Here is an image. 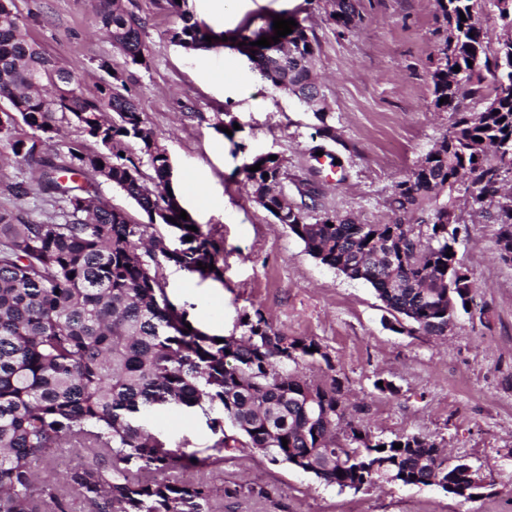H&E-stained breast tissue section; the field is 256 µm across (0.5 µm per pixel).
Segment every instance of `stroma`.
I'll list each match as a JSON object with an SVG mask.
<instances>
[{"instance_id": "obj_1", "label": "stroma", "mask_w": 512, "mask_h": 512, "mask_svg": "<svg viewBox=\"0 0 512 512\" xmlns=\"http://www.w3.org/2000/svg\"><path fill=\"white\" fill-rule=\"evenodd\" d=\"M124 2L144 22L148 67L125 64L112 47L100 0L16 5L29 39L60 60L84 96H95L107 79L100 59L124 71L148 126L164 135L174 187L190 189L183 207L223 240V281L167 268L171 301L212 335H241V314L257 308L275 329L314 339L328 358L300 359L301 377L339 379L350 416L373 436L427 435L489 487L477 499L421 484L354 492L251 448L226 451L216 470H169L163 479L215 486V512H512V263L498 256L495 224L479 210L464 211L458 256L474 275L482 320L459 315L444 339L398 331L369 284L314 259L253 201L243 173L253 156L278 154L291 201L314 187L319 210L386 223L393 179L409 174L449 124L447 113L431 106L435 0H357L363 20L348 30L329 21L326 0H236L223 12L211 0H187V9L222 36L205 61L171 42L179 20L167 0ZM274 15L301 22L318 45L316 80L336 141L321 137L313 114L232 47L239 28ZM220 122L225 132L216 131ZM384 382L392 391L381 390ZM150 425L195 450L211 442L204 418L188 412L159 410Z\"/></svg>"}]
</instances>
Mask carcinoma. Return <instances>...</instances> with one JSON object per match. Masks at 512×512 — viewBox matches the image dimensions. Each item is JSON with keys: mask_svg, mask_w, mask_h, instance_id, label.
I'll list each match as a JSON object with an SVG mask.
<instances>
[{"mask_svg": "<svg viewBox=\"0 0 512 512\" xmlns=\"http://www.w3.org/2000/svg\"><path fill=\"white\" fill-rule=\"evenodd\" d=\"M435 3L442 26L429 71L431 105L451 122L425 165L392 182L390 223L357 224L334 211L312 222L314 205L304 201L281 217L283 160L259 154L244 173L254 202L312 257L370 284L411 330L446 336L448 319L471 314L466 303H474L473 277L457 257L460 203L485 209L497 224L500 258L512 257V192H504L512 183V0ZM168 5L180 20L171 42L186 50L208 46L205 37L214 32L185 3ZM99 15L125 64L148 66L141 19L123 0H100ZM328 16L346 30L362 21L352 0H330ZM486 18L499 29L494 39ZM273 35L271 21L241 33L239 50L313 112L323 138L336 141L312 80L317 48L307 29L299 24L278 43L252 46ZM100 67L110 81L86 98L74 76L28 39L15 0H0V100L15 111L0 123V157L36 173L33 184L15 182L6 191L33 193L58 208L42 221L0 209V512H67L56 483L34 469L65 445L112 462L107 470L93 463L66 475V485L97 512H212V485L155 474L215 467L225 450L239 447L342 490L359 470L403 486L448 478V458L430 437L376 438L346 419L337 380L314 384L290 373V362L328 356L314 340L274 329L261 310L244 313V334L222 343L195 326L186 330L187 311L170 300L163 271L176 266L221 282L224 242L192 218H178L183 206L161 137L124 93V71L112 69L110 59ZM19 120L30 133L16 134ZM64 123L82 138L58 162L48 146ZM101 183L122 190L148 222L109 205ZM193 225L198 231L189 230ZM165 407L201 411L212 444L186 452L187 444L151 430L149 418Z\"/></svg>", "mask_w": 512, "mask_h": 512, "instance_id": "obj_1", "label": "carcinoma"}]
</instances>
